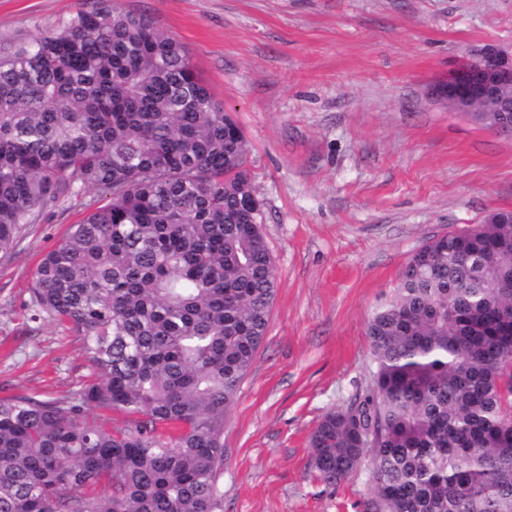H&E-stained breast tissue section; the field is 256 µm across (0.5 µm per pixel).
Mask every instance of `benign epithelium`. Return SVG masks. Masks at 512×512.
Wrapping results in <instances>:
<instances>
[{
    "mask_svg": "<svg viewBox=\"0 0 512 512\" xmlns=\"http://www.w3.org/2000/svg\"><path fill=\"white\" fill-rule=\"evenodd\" d=\"M431 95L448 111L471 118L495 113L493 130L512 136V49L493 43L476 47L467 62L432 86Z\"/></svg>",
    "mask_w": 512,
    "mask_h": 512,
    "instance_id": "obj_1",
    "label": "benign epithelium"
}]
</instances>
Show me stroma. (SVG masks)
<instances>
[{
	"label": "stroma",
	"mask_w": 512,
	"mask_h": 512,
	"mask_svg": "<svg viewBox=\"0 0 512 512\" xmlns=\"http://www.w3.org/2000/svg\"><path fill=\"white\" fill-rule=\"evenodd\" d=\"M94 0H0V56ZM176 37L248 144L277 294L224 422V512H363L365 472L325 486L309 437L371 383L365 336L407 259L512 209V138L429 93L476 45L512 48V0H115ZM92 190L0 253V398L92 378L79 336L32 321L33 272Z\"/></svg>",
	"instance_id": "1"
}]
</instances>
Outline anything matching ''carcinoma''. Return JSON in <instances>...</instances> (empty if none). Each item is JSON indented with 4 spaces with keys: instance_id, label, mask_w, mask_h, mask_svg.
I'll use <instances>...</instances> for the list:
<instances>
[{
    "instance_id": "carcinoma-1",
    "label": "carcinoma",
    "mask_w": 512,
    "mask_h": 512,
    "mask_svg": "<svg viewBox=\"0 0 512 512\" xmlns=\"http://www.w3.org/2000/svg\"><path fill=\"white\" fill-rule=\"evenodd\" d=\"M248 143L184 45L112 0L0 57V252L87 190L34 271V321L94 379L0 399V512H223L224 419L276 297ZM512 223L436 237L367 322L375 370L311 464L364 512H512ZM96 411L129 419L110 427Z\"/></svg>"
}]
</instances>
